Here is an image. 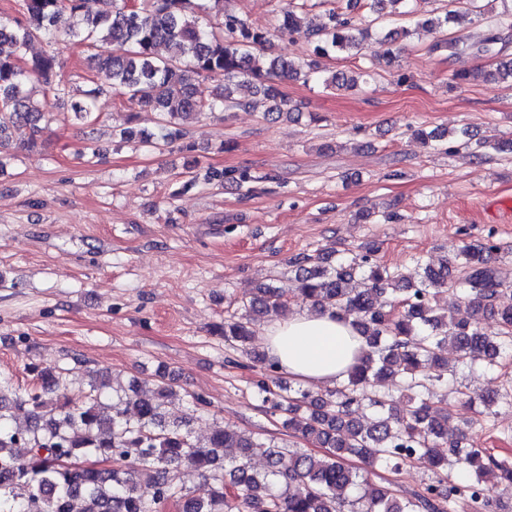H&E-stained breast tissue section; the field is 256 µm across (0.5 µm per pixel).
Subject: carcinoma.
<instances>
[{
  "label": "carcinoma",
  "mask_w": 512,
  "mask_h": 512,
  "mask_svg": "<svg viewBox=\"0 0 512 512\" xmlns=\"http://www.w3.org/2000/svg\"><path fill=\"white\" fill-rule=\"evenodd\" d=\"M360 1L376 15L364 27L348 11L333 9L315 25L292 5L283 10L274 30L305 31L313 56L296 64L265 54L271 31L224 10V0H210V7L200 0H110V11L100 9L103 0H19L14 16L0 18V169L3 150L31 152L44 144L40 121L52 101L69 102L68 112L84 124L99 119L95 104L103 88H88L74 98L56 82L58 52L27 55L31 42L52 44L62 31L83 48L88 69L110 72L111 93L136 99L159 115L155 132L129 124L116 135L161 150L184 138L180 121L189 116L226 107L284 111L288 100L278 80L308 79L316 74L317 59L332 53H361L374 24L390 65L400 61L404 39L455 21L453 5L463 1L482 14L481 0H448L450 9L441 16L387 30L379 19L412 14L411 0H347ZM501 2L491 27L511 30L512 0ZM203 11L214 19L201 22ZM161 46L167 55L158 53ZM439 49L451 59L473 46L447 39ZM368 75L335 72L324 84L351 89ZM208 80L217 82L215 93L201 98L197 83ZM31 82L43 86L42 98L26 95ZM498 250L490 235L484 243L457 248L437 266L425 264L416 279L379 263L372 246L351 259H335L333 250L304 256L296 259L295 287H259L240 301V312L224 319V342L271 370L274 363L250 342L254 327L290 297L312 310L336 311L365 339L368 350L360 362L325 391L285 397L264 381L256 383L263 401L281 413L283 427L327 449L323 455L285 452L272 439L244 437L218 423L199 442L191 423L205 399L190 396L191 415L170 422L165 405L172 385L163 379L148 393L135 383L125 393L114 388L107 404L106 384L95 375L88 393L75 401L65 392L63 371L29 364L36 384L26 394L11 396L0 384V512H66L72 502L79 512H163L170 503L179 512H451L455 501L478 497L486 512H496L487 485L511 488L512 463L467 447L461 429L448 432V405L431 400L428 385L446 384L455 375L441 357L449 345L463 368H493L512 357V293L505 294L490 265ZM454 286L470 308L467 321L434 304L440 289ZM489 316L498 324L494 334L484 327ZM388 381L408 392L402 406L386 393L367 394ZM368 410L372 417L366 420ZM20 448L27 453H18ZM61 454L73 461H109L112 467L64 466L57 462ZM351 456L365 468L348 466ZM256 457L267 461L262 473L251 466ZM416 459L427 461L436 475L418 492L399 495L371 479L378 466L398 470ZM450 465L465 475L463 482L444 476ZM184 467L200 475L198 487L177 481ZM143 482L151 488L148 496L141 492Z\"/></svg>",
  "instance_id": "1"
}]
</instances>
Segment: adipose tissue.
I'll return each instance as SVG.
<instances>
[{
    "mask_svg": "<svg viewBox=\"0 0 512 512\" xmlns=\"http://www.w3.org/2000/svg\"><path fill=\"white\" fill-rule=\"evenodd\" d=\"M262 345L280 371L313 390L345 378L367 349L349 321L306 308L269 323Z\"/></svg>",
    "mask_w": 512,
    "mask_h": 512,
    "instance_id": "ef3b65f1",
    "label": "adipose tissue"
}]
</instances>
